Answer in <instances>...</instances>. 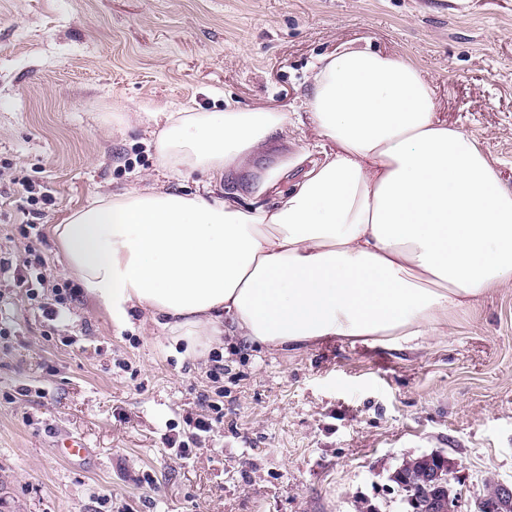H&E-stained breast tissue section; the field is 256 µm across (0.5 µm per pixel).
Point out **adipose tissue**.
Returning a JSON list of instances; mask_svg holds the SVG:
<instances>
[{
  "label": "adipose tissue",
  "mask_w": 512,
  "mask_h": 512,
  "mask_svg": "<svg viewBox=\"0 0 512 512\" xmlns=\"http://www.w3.org/2000/svg\"><path fill=\"white\" fill-rule=\"evenodd\" d=\"M305 102L326 145L269 202L148 188L104 196L52 232L87 295L124 325L142 309L195 356L201 337L274 349L333 336L410 343L512 288V187L479 141L435 117L409 59L347 46ZM161 169L211 179L288 130L263 108L147 115Z\"/></svg>",
  "instance_id": "ef3b65f1"
}]
</instances>
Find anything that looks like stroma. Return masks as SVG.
Returning a JSON list of instances; mask_svg holds the SVG:
<instances>
[{
  "label": "stroma",
  "mask_w": 512,
  "mask_h": 512,
  "mask_svg": "<svg viewBox=\"0 0 512 512\" xmlns=\"http://www.w3.org/2000/svg\"><path fill=\"white\" fill-rule=\"evenodd\" d=\"M346 45L414 62L438 117L512 187V0H0V256L68 290L51 321L0 276V512H403L390 477L433 452L455 466L460 512L512 482V288L399 347L228 336L190 358L142 310L113 325L52 233L104 192H194L200 173H159L149 112L290 113L217 182L247 204L282 167L299 181L294 158L318 157L307 78ZM22 182L49 191L30 240ZM196 418L213 429L177 457ZM70 437L89 459L61 453Z\"/></svg>",
  "instance_id": "obj_1"
}]
</instances>
